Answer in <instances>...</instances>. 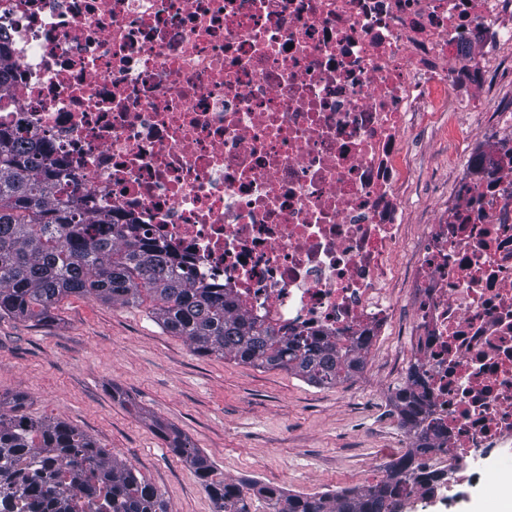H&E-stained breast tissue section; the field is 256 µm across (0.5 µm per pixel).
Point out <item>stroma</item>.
<instances>
[{"label":"stroma","mask_w":512,"mask_h":512,"mask_svg":"<svg viewBox=\"0 0 512 512\" xmlns=\"http://www.w3.org/2000/svg\"><path fill=\"white\" fill-rule=\"evenodd\" d=\"M400 354L388 337L361 373L318 388L197 355L147 306L71 296L45 319L0 317V408L85 431L160 489L172 512H213L154 419L181 430L224 478L301 494L362 488L385 476L406 437L391 403L405 376L390 367Z\"/></svg>","instance_id":"obj_1"}]
</instances>
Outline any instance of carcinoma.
<instances>
[{"label":"carcinoma","instance_id":"cac0c4a2","mask_svg":"<svg viewBox=\"0 0 512 512\" xmlns=\"http://www.w3.org/2000/svg\"><path fill=\"white\" fill-rule=\"evenodd\" d=\"M61 172L48 152L0 127V315L43 319L68 296L94 295L112 306L148 299L150 315L200 356L232 358L257 369L282 370L317 387H334L365 367L368 339L340 344L313 332L280 333L235 316L224 288L195 284L187 259L140 235L129 221L105 212L94 234L82 207L63 197ZM410 372L391 396L412 447L378 483L335 493L297 494L257 482L217 479L213 463L180 431L155 426L174 454L205 483L214 512H400V487L430 490L441 479L422 472L419 457L434 447L423 425ZM10 512H171L164 495L106 452L85 432L62 421L31 418L15 407L0 411V508Z\"/></svg>","mask_w":512,"mask_h":512}]
</instances>
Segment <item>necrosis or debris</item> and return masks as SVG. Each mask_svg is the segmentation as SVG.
Masks as SVG:
<instances>
[{
	"label": "necrosis or debris",
	"instance_id": "obj_1",
	"mask_svg": "<svg viewBox=\"0 0 512 512\" xmlns=\"http://www.w3.org/2000/svg\"><path fill=\"white\" fill-rule=\"evenodd\" d=\"M0 38V126L49 149L89 217L134 220L239 315L402 336L442 497H494L482 463L512 447V0H0ZM421 128L459 155L413 224Z\"/></svg>",
	"mask_w": 512,
	"mask_h": 512
}]
</instances>
